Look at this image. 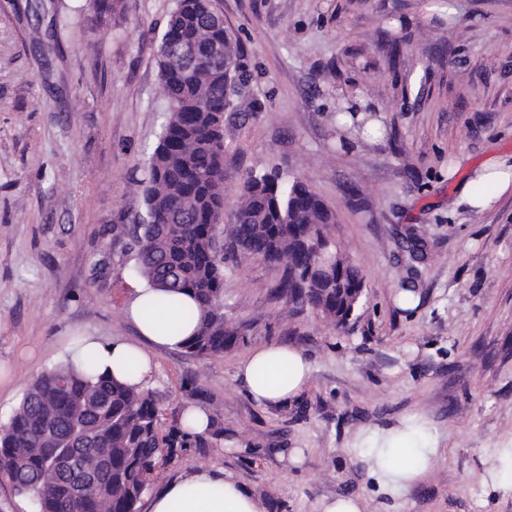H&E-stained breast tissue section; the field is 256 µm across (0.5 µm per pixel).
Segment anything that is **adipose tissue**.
Masks as SVG:
<instances>
[{"mask_svg": "<svg viewBox=\"0 0 512 512\" xmlns=\"http://www.w3.org/2000/svg\"><path fill=\"white\" fill-rule=\"evenodd\" d=\"M460 200L482 211L501 196L512 193V157L494 155L473 172L471 180L457 187ZM189 296L176 295L168 305L158 303L153 288L140 285L126 298L122 313L139 335L138 341L104 340L92 332L67 348L65 361L75 369L92 367L136 388H144L154 362L151 348L180 347L195 332L197 319L183 318L195 309ZM311 363L300 350L285 345H262L242 360L236 378L258 404H284L307 386ZM439 452L436 438H418L395 428L371 440L365 462L379 490L386 496L401 495L422 481ZM149 512H264L260 501L232 478L206 466L171 480L148 498Z\"/></svg>", "mask_w": 512, "mask_h": 512, "instance_id": "1", "label": "adipose tissue"}]
</instances>
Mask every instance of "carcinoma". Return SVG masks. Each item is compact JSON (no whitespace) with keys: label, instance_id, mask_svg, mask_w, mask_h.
<instances>
[{"label":"carcinoma","instance_id":"1","mask_svg":"<svg viewBox=\"0 0 512 512\" xmlns=\"http://www.w3.org/2000/svg\"><path fill=\"white\" fill-rule=\"evenodd\" d=\"M168 42L200 48L182 64ZM224 52L214 53V46ZM238 41L215 23L209 0H177L161 37L156 63L168 116L146 161L144 214L126 234L135 269L150 286L186 294L200 309L184 344L197 357L222 355L245 341L224 313V264L259 258L278 272L275 293L299 309L346 316L365 288L360 269L345 261L336 272V244L328 234L336 214L301 178L252 173L244 181L233 222L223 228L224 112L241 77ZM163 413L152 392L107 376L58 364L31 382L0 425V474L26 485L38 512H139L158 478L159 461L175 448L208 445L181 425L162 432ZM77 430L98 483L78 507L72 483L50 475L44 462L59 438Z\"/></svg>","mask_w":512,"mask_h":512}]
</instances>
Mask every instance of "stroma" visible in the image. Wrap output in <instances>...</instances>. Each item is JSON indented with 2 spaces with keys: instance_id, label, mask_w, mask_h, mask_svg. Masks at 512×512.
Listing matches in <instances>:
<instances>
[{
  "instance_id": "1",
  "label": "stroma",
  "mask_w": 512,
  "mask_h": 512,
  "mask_svg": "<svg viewBox=\"0 0 512 512\" xmlns=\"http://www.w3.org/2000/svg\"><path fill=\"white\" fill-rule=\"evenodd\" d=\"M175 3L121 0L100 18L89 0H0V424L75 335L138 338L121 307L141 279L111 228L144 211L143 164L166 117L155 58ZM210 4L245 75L224 114L225 215L249 172L304 179L365 289L339 330L278 298L261 260L226 268L224 311L245 344L208 358L156 349L146 383L166 424L196 404L222 435L174 449L160 483L205 465L265 512L344 495L366 512H512L491 479L512 448V194L479 212L455 193L489 156L512 155V0ZM351 95L374 105L381 139L337 117ZM405 285L415 309L396 303ZM269 343L311 362L285 405H258L235 377ZM404 424L436 434L440 455L389 498L361 455Z\"/></svg>"
}]
</instances>
